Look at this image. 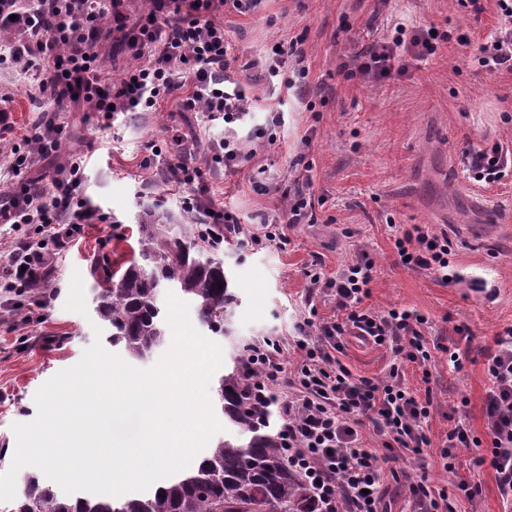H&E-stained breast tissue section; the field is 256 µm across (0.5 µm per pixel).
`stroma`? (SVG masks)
Listing matches in <instances>:
<instances>
[{
	"label": "stroma",
	"mask_w": 512,
	"mask_h": 512,
	"mask_svg": "<svg viewBox=\"0 0 512 512\" xmlns=\"http://www.w3.org/2000/svg\"><path fill=\"white\" fill-rule=\"evenodd\" d=\"M480 5L476 11L458 0H263L258 12L219 15L237 57L234 77H244L256 54L280 43L303 56L311 90L303 99L287 90L289 65L280 76L252 82L256 109L247 123H264L268 110L278 109V139L240 169L207 173L215 203L253 232L268 215L282 212L281 194L297 175L308 179L313 194L312 218L287 228L286 247L247 244L225 256L230 285L240 298L236 337L290 338L313 308L319 317H332V302L311 297L306 268L317 262L330 274L365 256L375 265L367 306L405 308L426 319L431 360L424 369L409 365L406 383L432 400L427 455L390 454L379 447L372 426L362 428L388 473L384 487L391 512H410V475L437 488L460 480L475 486L473 499H459L458 512L507 510L493 470L473 464L478 449H460L453 474L440 458L457 408L465 409L474 435L483 436L485 362L495 334L512 325V177L476 182L462 164L472 144L497 143L512 151V71L490 72L478 62L480 44L499 21L495 0ZM398 23L434 28L450 39L436 54L410 61L405 75L378 83L345 80L342 64L391 35ZM46 118L20 90L16 74L0 75V193L14 186L11 147ZM59 122L63 151L88 158L84 197L104 221L86 226L54 255V293L46 305L20 301L0 288V443L11 449L14 424L37 414V391L75 365L95 340L91 260L111 257L142 206H157L163 217L182 214V188L160 175L174 158L172 130L197 141L196 161L202 165L208 140L222 133L221 123L200 113H177L171 103L156 112L125 113L107 126L99 114L72 105ZM477 192L486 205L474 202ZM414 224L448 236L447 278L400 263L394 237ZM462 326L469 336L459 334ZM343 343L342 359L353 375L382 376L389 361L385 348L357 336ZM454 348L463 355L459 371L448 365Z\"/></svg>",
	"instance_id": "1"
}]
</instances>
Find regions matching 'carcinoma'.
<instances>
[{"mask_svg":"<svg viewBox=\"0 0 512 512\" xmlns=\"http://www.w3.org/2000/svg\"><path fill=\"white\" fill-rule=\"evenodd\" d=\"M203 224H162L151 206L138 215L131 258L98 264L94 313L106 341L135 360L150 357L167 338L160 295L190 299L202 327L234 339L239 303L230 288L224 242H239L244 227L209 240ZM252 346L235 344L224 373L211 385L214 408L224 417V437L195 464L142 493L65 494L37 474L21 476L15 498L0 512H312L309 486L288 466L273 403L255 393L249 374Z\"/></svg>","mask_w":512,"mask_h":512,"instance_id":"obj_1","label":"carcinoma"}]
</instances>
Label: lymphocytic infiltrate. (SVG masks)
<instances>
[{
	"label": "lymphocytic infiltrate",
	"mask_w": 512,
	"mask_h": 512,
	"mask_svg": "<svg viewBox=\"0 0 512 512\" xmlns=\"http://www.w3.org/2000/svg\"><path fill=\"white\" fill-rule=\"evenodd\" d=\"M147 15L129 20L108 0H0V32L11 36L9 53H0V65L22 71L42 97L57 106L77 101L92 112H154L170 97L181 111L205 113L209 121H222L224 135L209 140L213 163L235 168L250 162L257 148L274 143L282 124L280 113H270L265 124L247 134L239 128L253 110L245 82L229 78L231 43L220 11L245 14L261 0H150ZM499 26L481 44L479 62L488 71L512 69V0H496ZM117 36L131 60L127 70L112 76L102 65L108 36ZM443 35L408 32L396 24L391 36L375 41L352 57L342 70L346 78L380 81L402 74L405 57L423 60L434 55ZM61 129L53 123L37 124L23 141L25 153L15 155L13 171L29 166L34 157L60 154ZM56 174L39 190L21 185L8 204H0L1 224H36L40 241H21L8 250L0 264V284L22 292H37L48 300L47 265L54 251L64 249L82 225L100 222L93 208L81 204L84 159L60 155ZM195 150L182 146L177 162L168 170L189 189L186 211L202 224H233L236 216L216 207L203 184L204 173L194 161ZM466 169L477 181L502 180L512 156L500 144L469 152ZM287 219L265 221L251 234L257 246L286 245V224L299 223L311 195L305 187L283 191ZM399 259L408 267L447 275V238L413 226L394 239ZM306 276L310 291L331 298L337 316L299 323L300 336L292 348L294 369H287L283 346L255 350L262 368L256 389L260 397L274 396L282 419L281 435L288 462L310 486L314 512H384L378 487L384 473L376 450L361 436L364 423H373L381 447L422 456L431 444L426 433L431 416L429 398L418 396L406 384L408 365H426L431 359L425 320L414 311L392 308L378 311L365 306L374 280L372 262L358 260L335 275L312 268ZM362 336L387 348L389 368L382 379L356 377L341 360L342 339ZM495 350L485 363L490 382L486 394V436L472 435L466 416L449 429L448 446L441 452L442 466L455 472L457 451L485 447L478 464L494 470L503 499L512 501V326L494 338Z\"/></svg>",
	"instance_id": "f902f5d3"
}]
</instances>
